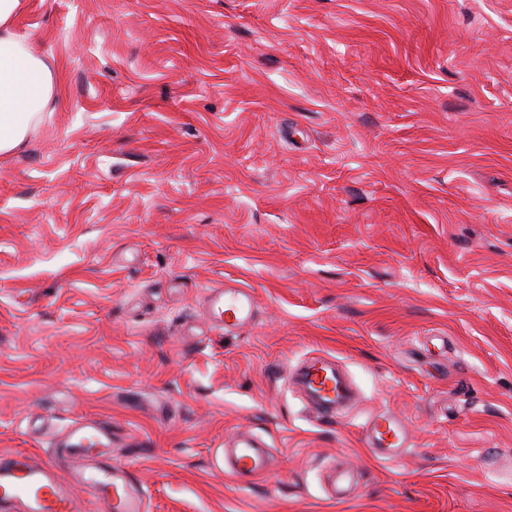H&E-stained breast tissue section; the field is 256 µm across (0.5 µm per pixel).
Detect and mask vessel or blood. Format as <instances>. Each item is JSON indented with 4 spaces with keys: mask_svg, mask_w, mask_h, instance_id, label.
Segmentation results:
<instances>
[{
    "mask_svg": "<svg viewBox=\"0 0 512 512\" xmlns=\"http://www.w3.org/2000/svg\"><path fill=\"white\" fill-rule=\"evenodd\" d=\"M210 313L218 326L239 327L254 318L253 297L248 288L234 286L214 296ZM292 386L303 391L320 418L336 419L353 398L346 375L328 359L317 356L303 361L290 375ZM367 447L377 457L390 461L407 451L410 435L398 418L380 415L363 430ZM112 444V428L99 422L88 425L75 422L70 427L63 447L80 454H91ZM272 456L259 438L241 436L222 454L227 474L238 480H253L265 475ZM87 493L103 502L108 512H146L145 493L128 470L105 466L97 477L85 483ZM0 501L21 505L23 512H79V501L69 488L60 483L53 461L38 465L18 463L0 472Z\"/></svg>",
    "mask_w": 512,
    "mask_h": 512,
    "instance_id": "obj_1",
    "label": "vessel or blood"
}]
</instances>
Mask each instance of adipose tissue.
<instances>
[{"label":"adipose tissue","mask_w":512,"mask_h":512,"mask_svg":"<svg viewBox=\"0 0 512 512\" xmlns=\"http://www.w3.org/2000/svg\"><path fill=\"white\" fill-rule=\"evenodd\" d=\"M21 0H0V153L20 147L34 116L58 91L51 66L14 24Z\"/></svg>","instance_id":"adipose-tissue-1"}]
</instances>
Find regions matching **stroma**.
Instances as JSON below:
<instances>
[{"label": "stroma", "mask_w": 512, "mask_h": 512, "mask_svg": "<svg viewBox=\"0 0 512 512\" xmlns=\"http://www.w3.org/2000/svg\"><path fill=\"white\" fill-rule=\"evenodd\" d=\"M60 90L0 155V467L77 419L147 512H512V0H24ZM251 324L204 308L231 284ZM319 352L358 392L324 421ZM408 426L383 461L364 424ZM274 459L243 484L223 448ZM349 470L350 499L327 475ZM290 382L307 395L323 420L336 419L347 409L353 398L346 375L322 356L303 361L291 373ZM272 456L264 441L252 436H240L230 450L222 453L227 474L240 481L254 480L265 475L271 466Z\"/></svg>", "instance_id": "stroma-1"}]
</instances>
